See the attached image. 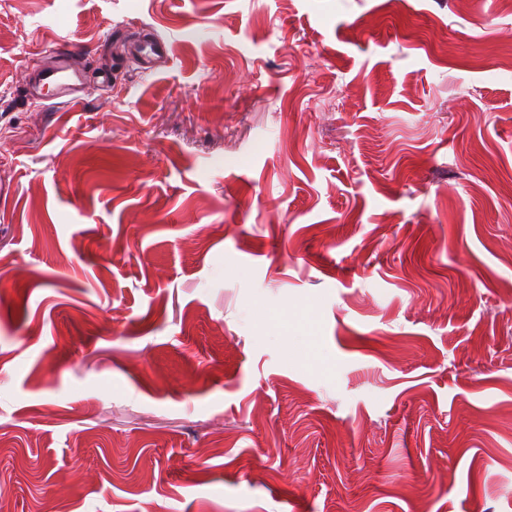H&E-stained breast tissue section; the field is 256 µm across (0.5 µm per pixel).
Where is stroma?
I'll return each instance as SVG.
<instances>
[{"label":"stroma","mask_w":512,"mask_h":512,"mask_svg":"<svg viewBox=\"0 0 512 512\" xmlns=\"http://www.w3.org/2000/svg\"><path fill=\"white\" fill-rule=\"evenodd\" d=\"M509 31L512 0H0L8 512H512ZM64 46L110 86L27 102Z\"/></svg>","instance_id":"1"}]
</instances>
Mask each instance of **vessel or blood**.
I'll use <instances>...</instances> for the list:
<instances>
[{
	"label": "vessel or blood",
	"mask_w": 512,
	"mask_h": 512,
	"mask_svg": "<svg viewBox=\"0 0 512 512\" xmlns=\"http://www.w3.org/2000/svg\"><path fill=\"white\" fill-rule=\"evenodd\" d=\"M72 56V50L63 49L53 54L49 62L33 69L25 89L27 100H43L45 91L50 90L55 97L79 101L81 92L86 88L87 77L72 68Z\"/></svg>",
	"instance_id": "1"
}]
</instances>
